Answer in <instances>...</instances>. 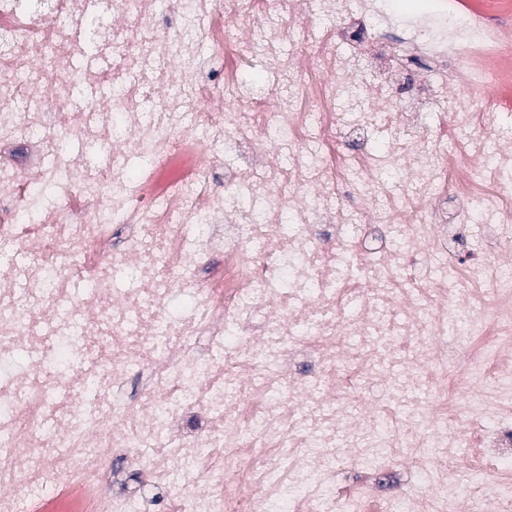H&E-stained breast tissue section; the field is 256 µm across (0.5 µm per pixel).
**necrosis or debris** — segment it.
<instances>
[{
	"instance_id": "4bbe7bcc",
	"label": "necrosis or debris",
	"mask_w": 512,
	"mask_h": 512,
	"mask_svg": "<svg viewBox=\"0 0 512 512\" xmlns=\"http://www.w3.org/2000/svg\"><path fill=\"white\" fill-rule=\"evenodd\" d=\"M29 9L33 28L20 38L0 7V60L14 73L0 80V148L26 138L39 154L60 130L111 142L112 163L93 173L77 153L24 172L0 160V236L37 252L0 270V512H20L35 486L38 512H127V499L103 491L120 449L148 477L182 470L185 512H273L265 475L279 465L268 440L285 455L289 486L325 488L333 512H512V483L490 480L512 461V259L492 247L512 235V148L486 121L512 106V41L491 24L512 15V0H439L444 31L407 30L405 50L385 51L368 29L348 56L309 58L284 50L278 15L248 22L237 0H102L93 38L121 60L113 79L135 83L78 110L74 87L104 73L75 69L85 42L58 22L55 0ZM200 38L210 57L197 55ZM255 54L282 91L274 111L253 101L215 120L242 160L221 174L185 118L211 95L204 72L246 70ZM375 57L391 82L359 80ZM420 63L459 72L451 130L465 154L425 134L418 116L431 111L432 92L404 95ZM487 81L492 95L476 102L473 86ZM380 120L396 131L380 161L400 176V211L378 173L328 151L337 129L360 138ZM258 139L288 157V170L257 152ZM133 154L157 160L135 181ZM59 181L74 197L48 207L42 190ZM343 188L353 210L330 203ZM31 210L35 234L19 220ZM476 223L484 236L473 235ZM117 226L125 247L113 253ZM436 254L448 262L426 291L412 269ZM215 255L223 267L200 278ZM119 268L135 294L115 288ZM79 281L87 289L77 297ZM175 295L183 313L169 306ZM232 335L227 377L201 345ZM354 365L384 400L346 391ZM452 366L470 390L462 410L448 396ZM135 369L148 391L131 404L121 390ZM477 417L495 424L472 434L463 422ZM162 441L166 452L145 467L141 449ZM403 448L431 475L430 499L409 487L380 499L366 484L337 495V462L382 468ZM52 454L56 473L45 468Z\"/></svg>"
}]
</instances>
